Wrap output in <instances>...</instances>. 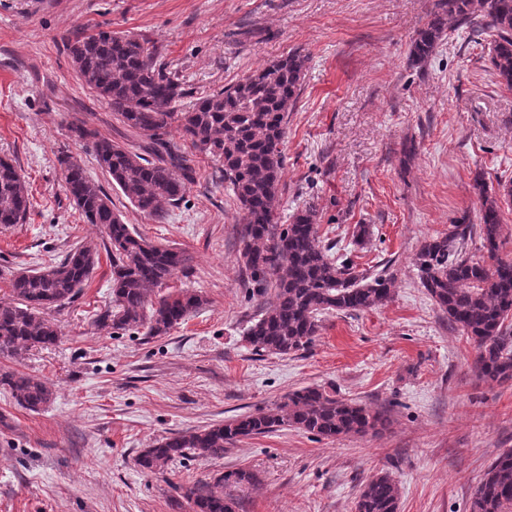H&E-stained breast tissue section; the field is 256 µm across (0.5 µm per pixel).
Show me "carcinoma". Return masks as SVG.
<instances>
[{"mask_svg":"<svg viewBox=\"0 0 512 512\" xmlns=\"http://www.w3.org/2000/svg\"><path fill=\"white\" fill-rule=\"evenodd\" d=\"M476 24L492 33L488 62L500 82L512 88V0H436L431 19L413 39V62L425 61L447 32ZM65 48L82 83L146 142L139 153L85 121L69 126L71 136L90 150L112 185L143 214L162 217L194 182L180 148L167 139L173 123H178L183 140L223 162L224 182L243 212L241 257L250 272V296L274 290L273 302L244 334L254 352L305 351L320 331L322 315L363 312L391 299V280L355 272L351 262L337 261L332 247L322 244L314 208L300 211L286 226L276 222L282 145L288 113L302 90L305 55L292 52L186 106L179 72L143 35L77 30L65 39ZM59 163L70 199L85 223L104 228L103 245L112 256V302L100 314V323L114 330L142 327L148 336H164L205 304L203 295L189 290L156 294L174 270L188 265L189 255L154 243L125 224L111 195L87 176L80 159L63 155ZM475 186L486 258L466 253L470 225L454 224L448 235L425 242L413 261L428 295L473 341L477 377L512 383V257L501 255L502 205L512 206V182L499 185L494 194L480 179ZM30 207L25 176L12 160L0 157V224L25 223ZM98 259V246L87 242L54 265L14 274L10 299L0 301V355L17 358L54 344L59 329L48 312L74 301ZM0 386L31 411L51 398L46 384L27 373L3 370ZM387 425L382 411L308 386L288 394L273 410L166 436L145 449L137 465L156 473L189 455L222 459L228 447L245 438L288 427L336 438L377 434ZM259 485L255 472L234 468L181 487V497L193 512H235L237 501L229 490ZM398 500L393 478L376 473L363 484L355 512H398ZM469 512H512V451L486 467Z\"/></svg>","mask_w":512,"mask_h":512,"instance_id":"1","label":"carcinoma"}]
</instances>
